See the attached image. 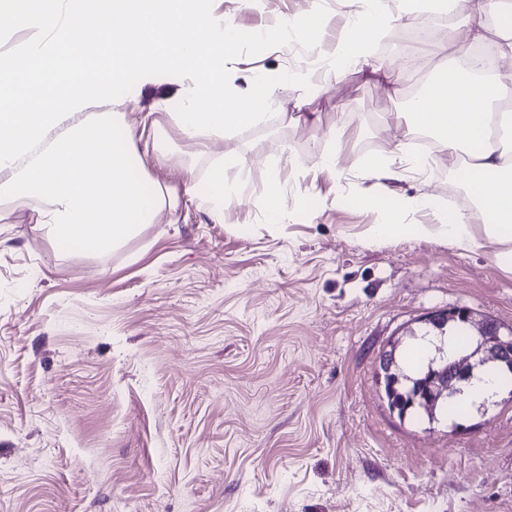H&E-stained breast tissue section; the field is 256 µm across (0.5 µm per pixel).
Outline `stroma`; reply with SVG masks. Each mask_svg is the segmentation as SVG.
<instances>
[{"label":"stroma","instance_id":"stroma-1","mask_svg":"<svg viewBox=\"0 0 512 512\" xmlns=\"http://www.w3.org/2000/svg\"><path fill=\"white\" fill-rule=\"evenodd\" d=\"M379 6L384 28L341 69L332 55L362 0H214L244 34L226 91L273 92L264 122L211 145L237 182L223 218L184 193L212 157L172 127L143 176L179 189V207L110 253L52 243L33 206L0 201V512H512L507 395L426 432L389 412L377 381L382 353L426 314L466 307L512 326V269L492 252L372 235L371 195L401 196L410 225L456 208L447 159L394 180L365 162L400 137L418 152L393 119L405 84L460 66L471 44L456 13ZM413 18L443 38L394 86L385 71ZM303 19L317 40L294 29ZM175 89L139 85L113 109L162 118ZM330 149L335 171L314 166Z\"/></svg>","mask_w":512,"mask_h":512}]
</instances>
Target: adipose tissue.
Listing matches in <instances>:
<instances>
[{
	"mask_svg": "<svg viewBox=\"0 0 512 512\" xmlns=\"http://www.w3.org/2000/svg\"><path fill=\"white\" fill-rule=\"evenodd\" d=\"M210 0H0V29L23 30L24 40L0 52V199L37 208L48 238L106 253L174 211V188L147 185L133 162L155 149L134 137L126 115L112 105L131 79L158 72L179 82L183 109L169 118L197 155L224 133L255 126L261 113L246 109L249 86L225 94L224 61L241 32L218 19ZM360 12L336 48L339 66L353 63L384 24ZM501 77L445 69L413 102L407 128L426 131L440 153L463 157L476 170L467 193L484 217L476 234L462 212L441 213L434 233L465 251H500L512 264V113L494 102Z\"/></svg>",
	"mask_w": 512,
	"mask_h": 512,
	"instance_id": "ef3b65f1",
	"label": "adipose tissue"
}]
</instances>
